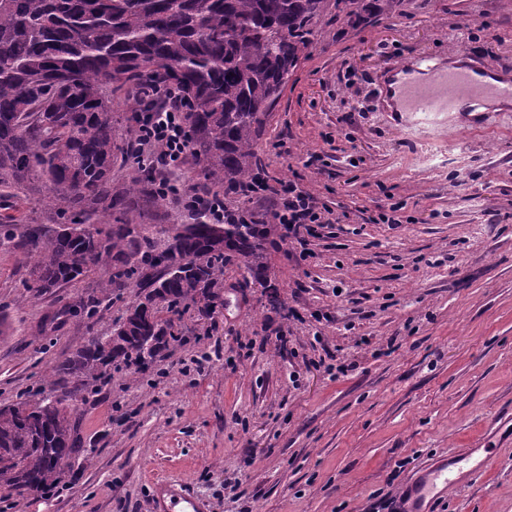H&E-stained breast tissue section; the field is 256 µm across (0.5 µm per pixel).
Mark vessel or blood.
Returning <instances> with one entry per match:
<instances>
[{"mask_svg":"<svg viewBox=\"0 0 512 512\" xmlns=\"http://www.w3.org/2000/svg\"><path fill=\"white\" fill-rule=\"evenodd\" d=\"M474 65L445 68L421 59L399 70L396 87L402 111L412 114L454 112L466 103L483 104L490 98L512 100V80L485 82L477 79ZM482 471L486 459L464 454L460 459H445L431 464L405 485L402 512H431L436 501L448 490L459 488L456 465ZM153 495L158 512H208L206 504L184 486L156 483Z\"/></svg>","mask_w":512,"mask_h":512,"instance_id":"vessel-or-blood-1","label":"vessel or blood"}]
</instances>
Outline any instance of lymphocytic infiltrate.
I'll list each match as a JSON object with an SVG mask.
<instances>
[{
	"label": "lymphocytic infiltrate",
	"mask_w": 512,
	"mask_h": 512,
	"mask_svg": "<svg viewBox=\"0 0 512 512\" xmlns=\"http://www.w3.org/2000/svg\"><path fill=\"white\" fill-rule=\"evenodd\" d=\"M135 96L139 104L135 114L138 144L130 159L151 169L158 186L171 189L174 201L190 217H202L211 224H278L301 246L302 257L310 256L308 238L315 226L332 223V210L318 205L313 194L295 181L271 183L263 170L241 188L242 201L238 204L220 193L175 185L174 177L188 158L184 104L175 90L151 85L138 88ZM268 199L273 202L271 209L255 211V204Z\"/></svg>",
	"instance_id": "obj_1"
}]
</instances>
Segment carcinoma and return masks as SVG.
I'll list each match as a JSON object with an SVG mask.
<instances>
[{"label":"carcinoma","instance_id":"1","mask_svg":"<svg viewBox=\"0 0 512 512\" xmlns=\"http://www.w3.org/2000/svg\"><path fill=\"white\" fill-rule=\"evenodd\" d=\"M370 0H0V187H44L59 229L30 224L36 254L26 287L41 295L93 270L100 292L141 289L112 341L93 337L53 371L104 382L116 369L143 372L142 346L158 358L178 341L184 317L223 305L224 268L268 283L272 224H207L159 242L124 218L112 165L127 145L112 130V94L152 78L187 99L188 147L213 188L253 176L257 139L288 74L313 44L326 9L356 24ZM132 184L159 198L153 174ZM115 224L100 228L108 214ZM77 392L0 407V488L39 497L69 482L83 454ZM31 407L40 425L20 408Z\"/></svg>","mask_w":512,"mask_h":512}]
</instances>
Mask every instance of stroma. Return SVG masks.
Instances as JSON below:
<instances>
[{
    "mask_svg": "<svg viewBox=\"0 0 512 512\" xmlns=\"http://www.w3.org/2000/svg\"><path fill=\"white\" fill-rule=\"evenodd\" d=\"M461 47L511 76L512 0H377L354 26L318 19L258 149L272 178L299 182L336 223L304 260L293 239L268 244L281 307L227 268L219 314L188 316L146 373L115 374L80 402L85 451L66 490L9 495L10 512H155L161 480L185 482L210 512H362L474 448L488 468L436 512H512V109L452 112L412 135L382 92L408 59L444 64ZM131 176L116 161L112 191L156 213L151 233L189 223L175 202L131 195ZM394 203L406 223H379ZM16 212L24 223L0 227V405L74 389L53 367L110 335L138 296L116 289L95 314L70 312L98 294V271L29 291L20 241L56 214L26 186L0 192V217Z\"/></svg>",
    "mask_w": 512,
    "mask_h": 512,
    "instance_id": "35a3bbf8",
    "label": "stroma"
}]
</instances>
